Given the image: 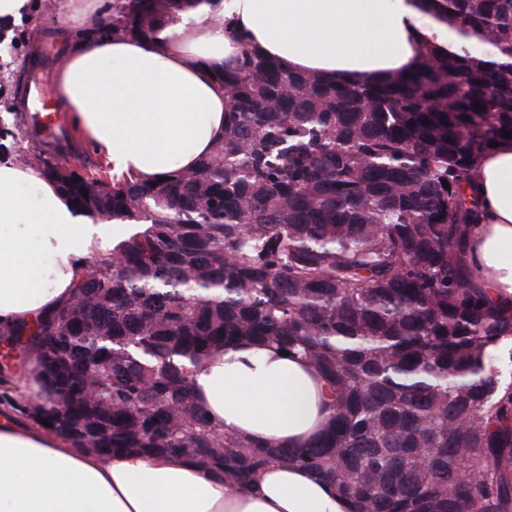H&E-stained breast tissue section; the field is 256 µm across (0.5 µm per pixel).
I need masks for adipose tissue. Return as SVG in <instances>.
I'll return each mask as SVG.
<instances>
[{
    "label": "adipose tissue",
    "mask_w": 512,
    "mask_h": 512,
    "mask_svg": "<svg viewBox=\"0 0 512 512\" xmlns=\"http://www.w3.org/2000/svg\"><path fill=\"white\" fill-rule=\"evenodd\" d=\"M80 34L60 62L53 111L67 113L113 174L152 181L194 167L224 135V89L212 68L243 46L338 84L409 73L422 46L454 51L470 33L425 14L420 0H218L156 41L100 36L102 0H69ZM480 218L462 253L472 286L512 307V138L480 153ZM124 224H93L43 171L0 159V339L69 302L86 260L112 248ZM35 361L5 371L0 400V512H350L310 471L281 464L253 482L182 455L110 456L73 448L22 423L17 401L43 403ZM192 391L218 430L261 445L303 447L326 427L334 393L308 360L236 344L192 368Z\"/></svg>",
    "instance_id": "obj_1"
}]
</instances>
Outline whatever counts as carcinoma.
<instances>
[{
	"label": "carcinoma",
	"instance_id": "carcinoma-1",
	"mask_svg": "<svg viewBox=\"0 0 512 512\" xmlns=\"http://www.w3.org/2000/svg\"><path fill=\"white\" fill-rule=\"evenodd\" d=\"M214 0H112V34L152 40ZM477 42L346 85L246 47L224 137L164 182L112 177L91 199L131 233L77 305L16 334L38 356L35 421L81 450L183 455L232 486L270 464L329 480L353 512H512V308L470 288L474 160L512 131V0H422ZM480 109H474V106ZM431 124H426V120ZM82 178L66 190L87 207ZM299 353L328 378L305 448L220 432L189 366L235 343Z\"/></svg>",
	"mask_w": 512,
	"mask_h": 512
}]
</instances>
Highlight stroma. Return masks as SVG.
Masks as SVG:
<instances>
[{
    "mask_svg": "<svg viewBox=\"0 0 512 512\" xmlns=\"http://www.w3.org/2000/svg\"><path fill=\"white\" fill-rule=\"evenodd\" d=\"M65 25L58 10L41 6L0 43V153L15 160L70 162L79 173H93L104 160L82 144L79 132L67 121L48 124L42 118L55 95L58 32Z\"/></svg>",
    "mask_w": 512,
    "mask_h": 512,
    "instance_id": "stroma-1",
    "label": "stroma"
}]
</instances>
